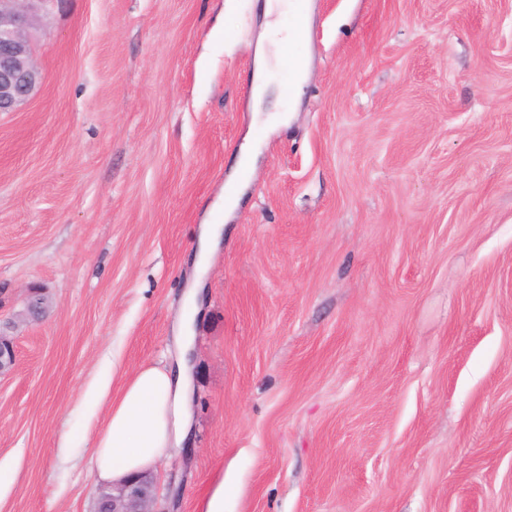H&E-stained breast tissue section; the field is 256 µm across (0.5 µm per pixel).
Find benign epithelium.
<instances>
[{"label": "benign epithelium", "mask_w": 512, "mask_h": 512, "mask_svg": "<svg viewBox=\"0 0 512 512\" xmlns=\"http://www.w3.org/2000/svg\"><path fill=\"white\" fill-rule=\"evenodd\" d=\"M52 0H0V112H15L34 94L41 82L35 63L30 29L37 11ZM15 361L13 337L0 333V376ZM98 498L107 512H157V482L150 474L103 488Z\"/></svg>", "instance_id": "1"}]
</instances>
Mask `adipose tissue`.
<instances>
[{
	"mask_svg": "<svg viewBox=\"0 0 512 512\" xmlns=\"http://www.w3.org/2000/svg\"><path fill=\"white\" fill-rule=\"evenodd\" d=\"M115 363H108L86 393L90 404L106 405L107 419L94 431L90 466L112 483L153 468L192 430V379L187 358L175 365L144 366L113 392Z\"/></svg>",
	"mask_w": 512,
	"mask_h": 512,
	"instance_id": "adipose-tissue-1",
	"label": "adipose tissue"
}]
</instances>
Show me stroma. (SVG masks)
<instances>
[{
    "label": "stroma",
    "instance_id": "1",
    "mask_svg": "<svg viewBox=\"0 0 512 512\" xmlns=\"http://www.w3.org/2000/svg\"><path fill=\"white\" fill-rule=\"evenodd\" d=\"M263 2L39 11L41 84L0 113V512H94L83 395L105 354L116 391L176 360L194 284L158 512L219 482L224 512H512V0H311L284 127L249 90ZM222 233H224V224H221V222L203 224L198 234L197 266L206 263L211 250L221 238Z\"/></svg>",
    "mask_w": 512,
    "mask_h": 512
}]
</instances>
